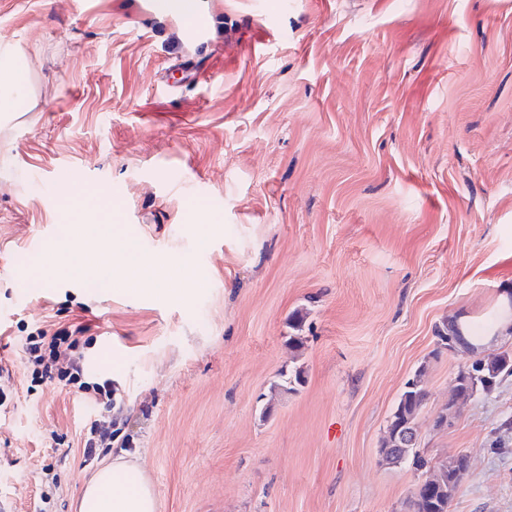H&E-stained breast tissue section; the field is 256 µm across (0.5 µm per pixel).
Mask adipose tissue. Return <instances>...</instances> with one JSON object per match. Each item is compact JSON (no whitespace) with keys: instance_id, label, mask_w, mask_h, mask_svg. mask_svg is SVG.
I'll return each instance as SVG.
<instances>
[{"instance_id":"ef3b65f1","label":"adipose tissue","mask_w":512,"mask_h":512,"mask_svg":"<svg viewBox=\"0 0 512 512\" xmlns=\"http://www.w3.org/2000/svg\"><path fill=\"white\" fill-rule=\"evenodd\" d=\"M67 204L81 217L84 228L70 238L65 249L48 251L43 260L42 282L59 277L109 278L113 275V265L117 264L124 273L123 284L132 292L148 293L161 301L191 297L196 288L191 271H184L188 284L176 293L169 286L170 268L143 258L131 242L113 246L111 213L101 204L92 203L83 189L70 190ZM456 333L477 352L512 335V287L502 288L486 318L477 320L467 314L459 315ZM80 512H156V497L141 466L117 456L99 468L91 479L82 496Z\"/></svg>"}]
</instances>
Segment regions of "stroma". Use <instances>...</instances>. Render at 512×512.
I'll use <instances>...</instances> for the list:
<instances>
[{
	"instance_id": "stroma-1",
	"label": "stroma",
	"mask_w": 512,
	"mask_h": 512,
	"mask_svg": "<svg viewBox=\"0 0 512 512\" xmlns=\"http://www.w3.org/2000/svg\"><path fill=\"white\" fill-rule=\"evenodd\" d=\"M222 1L184 46L206 76L168 91L181 28L142 0H0V52L30 60L34 102L0 121V502L78 512L124 445L157 512H411L424 470L379 449L422 367L420 454L470 462L450 512H512V377L435 425L473 358L438 351L436 327L512 281V0ZM63 170L142 257L192 265L190 301L35 283L33 241L75 218L27 181ZM79 324L90 379L123 402L89 462L91 403L28 391L22 352Z\"/></svg>"
}]
</instances>
